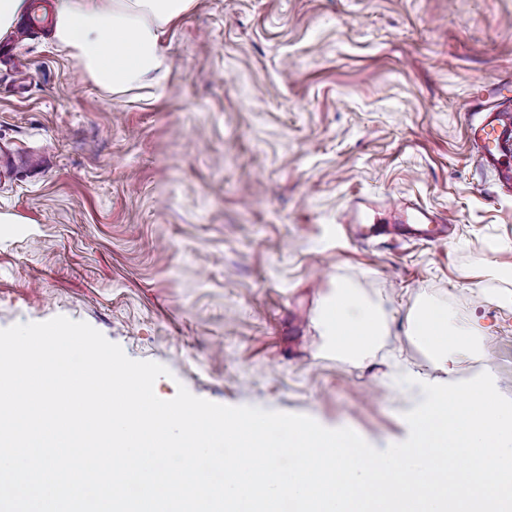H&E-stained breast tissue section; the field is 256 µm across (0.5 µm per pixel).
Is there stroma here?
Returning <instances> with one entry per match:
<instances>
[{
	"mask_svg": "<svg viewBox=\"0 0 512 512\" xmlns=\"http://www.w3.org/2000/svg\"><path fill=\"white\" fill-rule=\"evenodd\" d=\"M160 87L112 93L50 30L0 63V151L40 164L0 182V329L62 315L227 406L404 441L400 376H433L407 334L427 301L479 326L512 399V192L470 160L465 98L512 80V0H195L168 30ZM412 200L445 243H360L359 196ZM340 287L381 306L362 360L316 324Z\"/></svg>",
	"mask_w": 512,
	"mask_h": 512,
	"instance_id": "1",
	"label": "stroma"
}]
</instances>
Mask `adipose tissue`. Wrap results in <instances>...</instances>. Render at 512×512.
<instances>
[{"label":"adipose tissue","instance_id":"1","mask_svg":"<svg viewBox=\"0 0 512 512\" xmlns=\"http://www.w3.org/2000/svg\"><path fill=\"white\" fill-rule=\"evenodd\" d=\"M194 0H56L53 40L58 50L103 89L121 92L154 86L168 71L163 36ZM318 325L331 349L365 357L387 333L380 308L335 289L324 299ZM407 333L439 371L453 358L479 359V332L456 326L447 308L427 304Z\"/></svg>","mask_w":512,"mask_h":512}]
</instances>
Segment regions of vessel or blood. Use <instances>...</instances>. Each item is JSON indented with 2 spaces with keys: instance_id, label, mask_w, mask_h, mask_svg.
<instances>
[{
  "instance_id": "obj_1",
  "label": "vessel or blood",
  "mask_w": 512,
  "mask_h": 512,
  "mask_svg": "<svg viewBox=\"0 0 512 512\" xmlns=\"http://www.w3.org/2000/svg\"><path fill=\"white\" fill-rule=\"evenodd\" d=\"M467 142L476 169L488 171L499 186L512 190V106L489 107L471 101L466 109ZM346 221L356 238L375 233L385 223L391 239L447 241L451 226L447 217L411 202H377L367 197L355 199Z\"/></svg>"
}]
</instances>
